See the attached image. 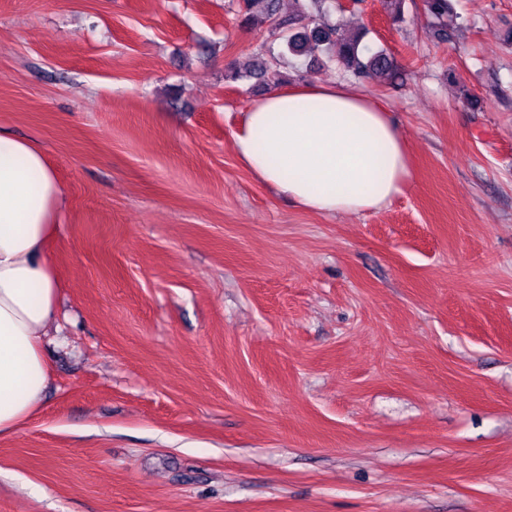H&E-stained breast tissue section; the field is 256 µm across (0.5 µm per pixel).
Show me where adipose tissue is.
<instances>
[{"label": "adipose tissue", "instance_id": "adipose-tissue-1", "mask_svg": "<svg viewBox=\"0 0 512 512\" xmlns=\"http://www.w3.org/2000/svg\"><path fill=\"white\" fill-rule=\"evenodd\" d=\"M235 146L261 180L324 215L379 210L410 178L387 107L345 82L271 90L250 104ZM64 205L41 150L0 133V435L36 414L50 383L43 343L62 283L49 250Z\"/></svg>", "mask_w": 512, "mask_h": 512}]
</instances>
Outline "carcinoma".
<instances>
[{"label": "carcinoma", "instance_id": "cac0c4a2", "mask_svg": "<svg viewBox=\"0 0 512 512\" xmlns=\"http://www.w3.org/2000/svg\"><path fill=\"white\" fill-rule=\"evenodd\" d=\"M387 16L394 23L404 21L408 12L430 28L441 43L453 36L459 15L452 0H381ZM295 15H280V0H239L238 19L248 25L259 12L270 21L272 29L280 33L281 50L273 53L259 49L258 62L249 76L260 86L281 82V63L292 55L309 57L315 61L335 63L354 80H363L373 74L390 79L398 74L392 56L384 49H373L363 43L365 33L347 32L333 19L341 10L336 0H294Z\"/></svg>", "mask_w": 512, "mask_h": 512}]
</instances>
